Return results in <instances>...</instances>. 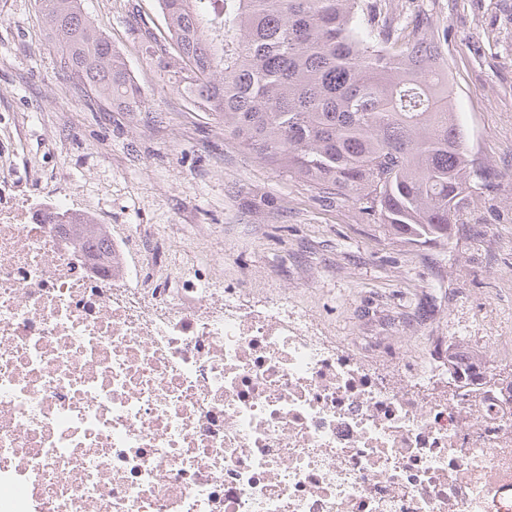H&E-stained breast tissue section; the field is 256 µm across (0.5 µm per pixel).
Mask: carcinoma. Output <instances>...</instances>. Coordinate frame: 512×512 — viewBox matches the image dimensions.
Wrapping results in <instances>:
<instances>
[{
	"label": "carcinoma",
	"mask_w": 512,
	"mask_h": 512,
	"mask_svg": "<svg viewBox=\"0 0 512 512\" xmlns=\"http://www.w3.org/2000/svg\"><path fill=\"white\" fill-rule=\"evenodd\" d=\"M172 84L224 123V139L324 195L351 198L410 243H448L487 187L450 107L444 35L394 20L390 0H159ZM60 70L120 108L140 88L81 0H42ZM38 214L112 254L91 223Z\"/></svg>",
	"instance_id": "obj_1"
}]
</instances>
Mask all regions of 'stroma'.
I'll return each mask as SVG.
<instances>
[{"label":"stroma","mask_w":512,"mask_h":512,"mask_svg":"<svg viewBox=\"0 0 512 512\" xmlns=\"http://www.w3.org/2000/svg\"><path fill=\"white\" fill-rule=\"evenodd\" d=\"M141 97L89 100L56 63L41 0H0V206L83 213L181 283L194 258L228 288L282 289L338 336L397 351L448 345L482 361L484 324L512 334V0H393L448 35L454 108L489 169L447 245L411 244L347 198H325L224 138L167 81L157 0H82Z\"/></svg>","instance_id":"1"}]
</instances>
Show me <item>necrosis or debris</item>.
<instances>
[{
  "label": "necrosis or debris",
  "mask_w": 512,
  "mask_h": 512,
  "mask_svg": "<svg viewBox=\"0 0 512 512\" xmlns=\"http://www.w3.org/2000/svg\"><path fill=\"white\" fill-rule=\"evenodd\" d=\"M0 512H512V386L0 210Z\"/></svg>",
  "instance_id": "necrosis-or-debris-1"
}]
</instances>
